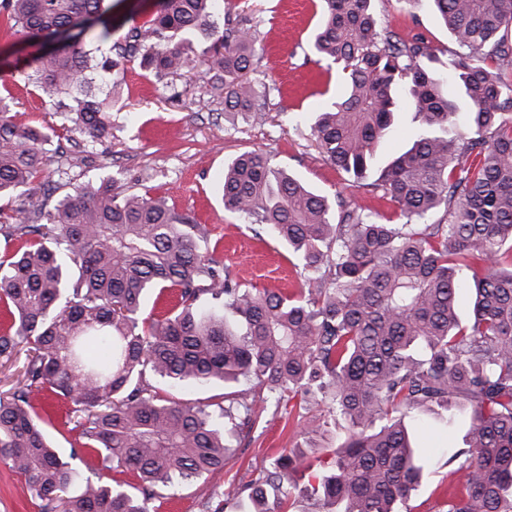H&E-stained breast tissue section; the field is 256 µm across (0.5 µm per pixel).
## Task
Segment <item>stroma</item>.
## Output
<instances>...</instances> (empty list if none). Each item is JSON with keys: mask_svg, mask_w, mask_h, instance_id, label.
<instances>
[{"mask_svg": "<svg viewBox=\"0 0 512 512\" xmlns=\"http://www.w3.org/2000/svg\"><path fill=\"white\" fill-rule=\"evenodd\" d=\"M232 2L257 30L264 48L252 76L269 85L271 92L258 111L228 114L222 104L212 101L203 65L211 41L200 34L192 39L197 62L192 72L159 80L134 61L113 72L123 95L109 117L110 136L95 143L63 119L55 99L25 84L32 60L42 52L39 42L20 36L0 38V92L12 93L17 122L38 121L51 127L48 150L62 152L71 178L83 182L109 175L119 186L166 196L177 212L206 229L209 245L215 246L232 276L286 292L298 285L297 258L269 236L236 229L224 211L217 185L228 159L255 151L323 194L341 195L387 218L393 211L326 161L310 137L313 112L343 87L336 69L328 68L311 49L320 0ZM373 5L391 29L405 36L423 35L440 59L457 51L430 0H416L407 11L399 9L396 0H374ZM465 432V425L444 429L432 416H422L419 447L424 479L409 502L411 512H442L449 483L448 454L463 447ZM300 439L298 414L264 412L249 434L234 440L235 454L224 468L207 475V489L220 493L230 483L250 480L257 467Z\"/></svg>", "mask_w": 512, "mask_h": 512, "instance_id": "35a3bbf8", "label": "stroma"}]
</instances>
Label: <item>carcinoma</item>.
<instances>
[{"label":"carcinoma","mask_w":512,"mask_h":512,"mask_svg":"<svg viewBox=\"0 0 512 512\" xmlns=\"http://www.w3.org/2000/svg\"><path fill=\"white\" fill-rule=\"evenodd\" d=\"M216 0H155L153 17L125 27L105 0H0V33L53 44L28 82L65 94L64 118L95 142L110 134L112 100L99 77L139 61L156 78L194 69L189 35L212 40L204 61L226 112L267 96L251 78L256 38ZM459 51L444 62L421 35L382 24L372 0H321L318 60L344 90L310 124L323 156L357 182L413 112L411 147L368 183L396 219L308 188L267 157L224 166V211L298 258L302 287L283 293L231 276L191 217L164 196L110 177L63 194L37 184L50 156L46 127L20 124L0 96V195L14 198L0 236V362L24 358L0 391V462L24 477L38 512H150L158 487L200 483L224 467L231 440L257 412L294 405L309 417L305 446L233 485L211 512H290L297 481L313 478L320 512H401L418 489L416 430L429 412L448 426L468 404L465 447L448 455L447 512H512V0H432ZM112 42L91 63L85 41ZM467 99L460 106L452 89ZM472 293L464 320L459 298ZM176 293L160 316L153 294ZM170 389L220 386L215 402ZM49 392L66 404L69 454L48 441ZM345 423L332 469L317 473L312 444ZM99 459L112 483L84 478ZM136 493H131V490ZM276 496V510L268 507Z\"/></svg>","instance_id":"obj_1"}]
</instances>
